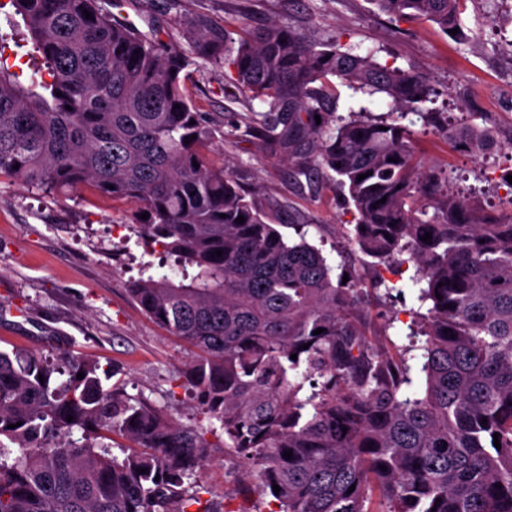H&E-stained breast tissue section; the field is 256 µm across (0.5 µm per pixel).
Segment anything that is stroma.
<instances>
[{
	"mask_svg": "<svg viewBox=\"0 0 512 512\" xmlns=\"http://www.w3.org/2000/svg\"><path fill=\"white\" fill-rule=\"evenodd\" d=\"M118 16L141 31L157 29L168 44L188 47L195 25L225 29L230 37L274 22L316 42L374 55L402 69L423 71L436 90L430 107L444 123L473 118L494 144L471 158L446 131L423 132L417 113L404 125L416 130L415 158L441 175L450 191L480 201L501 216L512 212V0H466L460 34L434 23L398 19L372 0H121ZM30 84L42 63L25 24L11 5L0 7V66ZM223 62L196 61L185 86L209 130L208 161L228 167L248 197L281 224H304L307 240L320 248L333 275L362 272L364 256L347 238L355 209L333 172L314 162L310 149L291 155L274 141L249 132V112L260 100L228 85ZM332 94L320 113L324 129L366 108L368 117L393 108L385 94L354 91L331 79ZM305 174H294L297 163ZM138 207L99 194L90 185L65 195L46 194L0 177V349L19 347L46 358L73 355L96 361L112 384L162 407L180 424L210 425L182 373L196 349L160 327L132 302L128 284L152 256L138 243ZM399 296L369 304L371 327L395 343L407 341L418 291L411 272L397 283ZM197 483L210 512H224L229 496H245L253 482L245 467L212 440Z\"/></svg>",
	"mask_w": 512,
	"mask_h": 512,
	"instance_id": "stroma-1",
	"label": "stroma"
}]
</instances>
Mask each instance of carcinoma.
<instances>
[{
	"instance_id": "obj_1",
	"label": "carcinoma",
	"mask_w": 512,
	"mask_h": 512,
	"mask_svg": "<svg viewBox=\"0 0 512 512\" xmlns=\"http://www.w3.org/2000/svg\"><path fill=\"white\" fill-rule=\"evenodd\" d=\"M9 2L51 81H33L43 95L0 67V176L59 194L89 184L149 213L141 243L175 258L181 276L147 264L128 293L200 350L183 378L211 426L183 428L107 387L92 360L0 350V512H188L201 490L185 483L219 431L258 497H272L269 512H512V215L423 173L401 124L359 115L326 136L313 118L329 76L397 107L431 101V84L279 25L248 31L234 51L204 26L182 50L118 18L116 0ZM373 2L446 32L465 0ZM196 58L224 60L267 103L250 132L291 152L306 141L338 176L368 275L334 281L302 227L300 241L285 238L208 161L182 80ZM448 137L489 140L467 124ZM409 262L428 308L398 347L371 335L366 303L385 285L380 266ZM418 360L426 387L408 395ZM116 435L130 442L121 456Z\"/></svg>"
}]
</instances>
